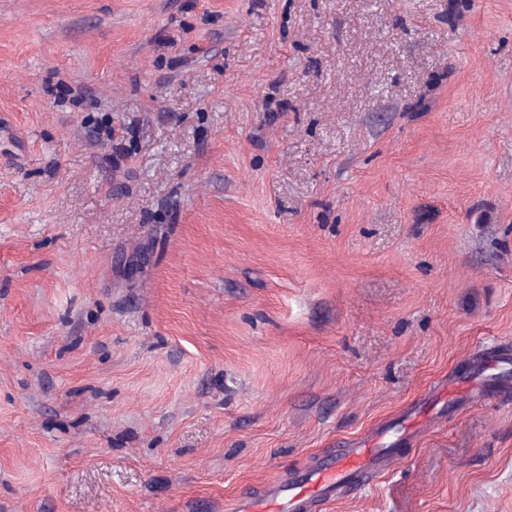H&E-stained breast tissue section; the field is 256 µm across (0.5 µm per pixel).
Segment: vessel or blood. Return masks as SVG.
<instances>
[{
	"mask_svg": "<svg viewBox=\"0 0 512 512\" xmlns=\"http://www.w3.org/2000/svg\"><path fill=\"white\" fill-rule=\"evenodd\" d=\"M397 457L384 453L366 440L354 448H340L335 458L291 482L275 480L258 493L239 498L238 512H306L313 500H333L348 485L363 486L365 480L394 467Z\"/></svg>",
	"mask_w": 512,
	"mask_h": 512,
	"instance_id": "1",
	"label": "vessel or blood"
}]
</instances>
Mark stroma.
Masks as SVG:
<instances>
[{
	"label": "stroma",
	"instance_id": "35a3bbf8",
	"mask_svg": "<svg viewBox=\"0 0 512 512\" xmlns=\"http://www.w3.org/2000/svg\"><path fill=\"white\" fill-rule=\"evenodd\" d=\"M501 348L512 0H0V512H512ZM382 435L363 441L356 448H340L336 457L322 458L316 467L297 479L286 483L274 480L258 493L239 498V512H307L314 499L334 500L342 496L349 484L357 489L369 483L364 481L380 471L394 467L399 459L372 448L373 442Z\"/></svg>",
	"mask_w": 512,
	"mask_h": 512
}]
</instances>
